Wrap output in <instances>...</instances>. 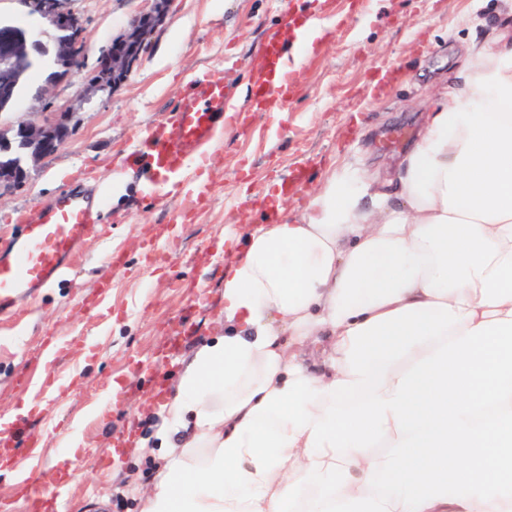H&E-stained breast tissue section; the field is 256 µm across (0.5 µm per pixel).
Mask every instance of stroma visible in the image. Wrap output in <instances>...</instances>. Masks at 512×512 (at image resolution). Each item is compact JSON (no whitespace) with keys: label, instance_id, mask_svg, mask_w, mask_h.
I'll return each instance as SVG.
<instances>
[{"label":"stroma","instance_id":"35a3bbf8","mask_svg":"<svg viewBox=\"0 0 512 512\" xmlns=\"http://www.w3.org/2000/svg\"><path fill=\"white\" fill-rule=\"evenodd\" d=\"M84 24V68L53 86L40 112L74 113L65 144L0 197V239L34 223L42 207L73 193L104 200L103 235L88 240L65 279L0 314V421L24 413L32 383H54L29 428L39 457L26 476L0 467V504L28 512L30 486L50 490L64 463L78 465L44 512H139L158 461L143 442L163 426L162 406L202 344L224 332V269L237 241L263 220L265 193L297 181L282 203L299 219L323 181L360 164H392L422 122L434 90L468 46L512 15L507 0H171L128 80L81 98L96 60L144 0H69ZM321 14L329 28L311 53L293 48L288 100L279 118L256 113L230 124L202 162L210 196L180 217L182 199L142 195L140 168L123 165L136 137L193 91L223 78L241 108L270 31L285 11ZM174 237L152 250L159 230ZM65 342L56 365L45 345ZM134 441L110 470L98 454L125 432Z\"/></svg>","mask_w":512,"mask_h":512}]
</instances>
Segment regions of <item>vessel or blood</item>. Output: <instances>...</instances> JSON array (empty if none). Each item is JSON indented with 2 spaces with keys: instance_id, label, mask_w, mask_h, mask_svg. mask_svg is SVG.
I'll use <instances>...</instances> for the list:
<instances>
[{
  "instance_id": "b4317fda",
  "label": "vessel or blood",
  "mask_w": 512,
  "mask_h": 512,
  "mask_svg": "<svg viewBox=\"0 0 512 512\" xmlns=\"http://www.w3.org/2000/svg\"><path fill=\"white\" fill-rule=\"evenodd\" d=\"M265 63L253 76L252 109L274 112L288 96L289 57L281 32L269 35ZM244 111L228 94L223 79L206 77L195 82L191 95L182 98L160 127L144 132L129 161L141 162L148 179L144 194L160 197L172 185L181 186L192 206L208 193L200 176H189L192 164L203 157L224 132L225 122L244 118ZM94 209L87 198L67 194L44 206L36 223L0 241V312L17 307L37 291L57 282L85 241L98 234Z\"/></svg>"
}]
</instances>
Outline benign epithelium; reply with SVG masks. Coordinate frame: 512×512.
<instances>
[{
    "mask_svg": "<svg viewBox=\"0 0 512 512\" xmlns=\"http://www.w3.org/2000/svg\"><path fill=\"white\" fill-rule=\"evenodd\" d=\"M24 14L41 18L48 30H60L66 36L56 43L58 58L65 73L47 81L42 90L70 79L83 66V52L74 42L83 41V22L70 9L67 0H16ZM150 7L134 15L97 59L95 77L90 81L93 92L113 91L129 77L133 66L143 53L148 38L165 19L169 0H149ZM45 50L44 44L18 27L0 22V100L11 94L15 79L26 75L32 58ZM68 112H27V117L8 126L0 125V152L9 153L14 147L21 150L15 164L0 167V197L19 187L31 170L44 158L56 153L66 142L69 128Z\"/></svg>",
    "mask_w": 512,
    "mask_h": 512,
    "instance_id": "1",
    "label": "benign epithelium"
}]
</instances>
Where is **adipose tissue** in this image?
Segmentation results:
<instances>
[{"label":"adipose tissue","mask_w":512,"mask_h":512,"mask_svg":"<svg viewBox=\"0 0 512 512\" xmlns=\"http://www.w3.org/2000/svg\"><path fill=\"white\" fill-rule=\"evenodd\" d=\"M224 320L140 512H512V28L389 171L255 227Z\"/></svg>","instance_id":"adipose-tissue-1"}]
</instances>
